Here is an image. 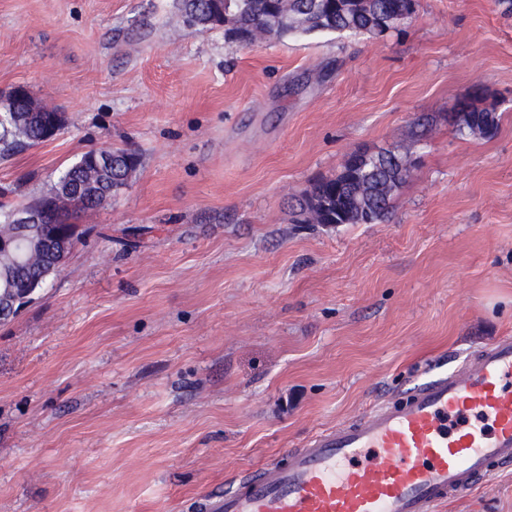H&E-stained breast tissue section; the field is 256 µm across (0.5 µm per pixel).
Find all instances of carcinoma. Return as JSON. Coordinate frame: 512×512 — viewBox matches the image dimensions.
Instances as JSON below:
<instances>
[{
	"label": "carcinoma",
	"instance_id": "1",
	"mask_svg": "<svg viewBox=\"0 0 512 512\" xmlns=\"http://www.w3.org/2000/svg\"><path fill=\"white\" fill-rule=\"evenodd\" d=\"M331 0H287L283 5L289 15L304 16L313 21V26L328 32L351 35L383 36L386 31L378 28L376 20L390 16L403 19L415 10L416 0H340V7L326 12ZM175 7L185 21L200 31H208L227 22L225 33L257 32L267 40H281L295 36V26L288 20L278 27L269 25L267 16L275 4L270 0H176ZM44 111L41 103L32 95L18 100L6 97L4 110L0 112V156L5 157L44 142L43 127L37 114ZM459 132L474 133L490 137L498 129V116L484 108L470 106L458 115ZM108 165L82 167L75 161L67 166L57 180L72 181L74 188L55 196V205L50 223L43 224L38 231L50 238L55 225L76 221L80 215L94 211L100 206L103 190L112 189L117 195L128 186L136 171L138 161L126 150H109ZM411 174V163L392 151L369 153L358 151L342 164L332 178L320 179L312 184L301 201L297 203L296 223L303 224V214L314 212L318 224H376L384 221L393 207V198L407 182ZM14 209L0 204V238L21 242L28 236L21 227L13 223ZM51 264L49 248L20 249L16 263L10 266L11 282L20 288L24 282L34 279Z\"/></svg>",
	"mask_w": 512,
	"mask_h": 512
}]
</instances>
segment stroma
<instances>
[{
  "label": "stroma",
  "instance_id": "obj_1",
  "mask_svg": "<svg viewBox=\"0 0 512 512\" xmlns=\"http://www.w3.org/2000/svg\"><path fill=\"white\" fill-rule=\"evenodd\" d=\"M171 4L0 0V94L68 117L0 158L13 202L85 152L139 158L0 322V512H197L512 336V0L251 46ZM473 89L493 137L448 122ZM357 148L414 163L389 219L294 223ZM437 512H512V469Z\"/></svg>",
  "mask_w": 512,
  "mask_h": 512
}]
</instances>
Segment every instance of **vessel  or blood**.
<instances>
[{
    "mask_svg": "<svg viewBox=\"0 0 512 512\" xmlns=\"http://www.w3.org/2000/svg\"><path fill=\"white\" fill-rule=\"evenodd\" d=\"M512 466V337L260 465L201 512H436Z\"/></svg>",
    "mask_w": 512,
    "mask_h": 512,
    "instance_id": "obj_1",
    "label": "vessel or blood"
}]
</instances>
